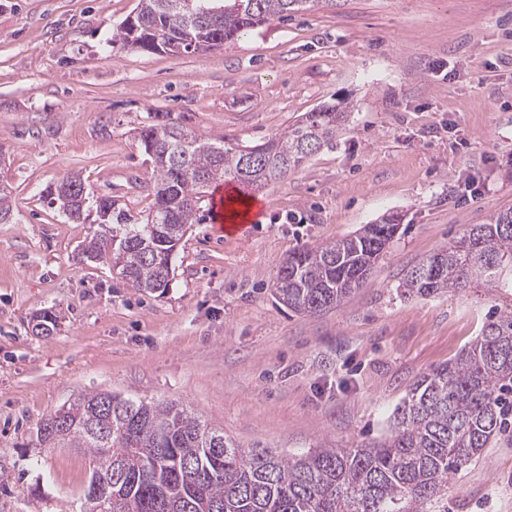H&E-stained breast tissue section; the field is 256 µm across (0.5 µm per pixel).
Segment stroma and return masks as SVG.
<instances>
[{
	"instance_id": "35a3bbf8",
	"label": "stroma",
	"mask_w": 512,
	"mask_h": 512,
	"mask_svg": "<svg viewBox=\"0 0 512 512\" xmlns=\"http://www.w3.org/2000/svg\"><path fill=\"white\" fill-rule=\"evenodd\" d=\"M137 0H0V512H80L89 460L43 448V418L79 395L175 400L245 448L301 456L362 448L422 373L453 361L512 288L406 296L407 271L469 225L512 210V0H341L224 48L108 50ZM335 139L256 192L259 223L224 236L218 195L192 225L168 288L145 293L83 258L96 223L40 192L75 173L148 212L155 172L139 138L169 112L212 142L254 145L319 105ZM394 216L400 229L338 307L276 304L280 267ZM50 334L33 329L42 312ZM448 512H512V426L448 478Z\"/></svg>"
}]
</instances>
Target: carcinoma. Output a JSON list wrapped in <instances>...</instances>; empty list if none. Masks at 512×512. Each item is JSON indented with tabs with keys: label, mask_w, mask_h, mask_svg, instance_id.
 I'll use <instances>...</instances> for the list:
<instances>
[{
	"label": "carcinoma",
	"mask_w": 512,
	"mask_h": 512,
	"mask_svg": "<svg viewBox=\"0 0 512 512\" xmlns=\"http://www.w3.org/2000/svg\"><path fill=\"white\" fill-rule=\"evenodd\" d=\"M339 0H138L107 46L142 53L206 52L271 20L335 7ZM346 120L334 105L302 115L268 141L235 150L184 129L169 112H150L140 128L157 179L146 217L87 191L84 202L67 174L41 198L74 223L72 211L97 213L100 231L83 254L118 271L132 286L154 292L168 261L197 220L203 189L233 182L244 193L300 168L336 138ZM255 158L249 170L245 158ZM112 206V215L100 212ZM384 221L358 233L307 247L288 258L275 299L297 313L335 308L364 279L392 238ZM512 264V210L474 224L448 248L415 265L402 282L409 296L499 283ZM512 394V314L491 320L453 362L421 375L390 418L388 433L364 448H319L285 456L242 448L176 401L111 392L79 396L43 419L67 429L44 448H83L90 469L115 477L107 494L82 512H429L448 474L480 459L508 427L504 396Z\"/></svg>",
	"instance_id": "1"
}]
</instances>
